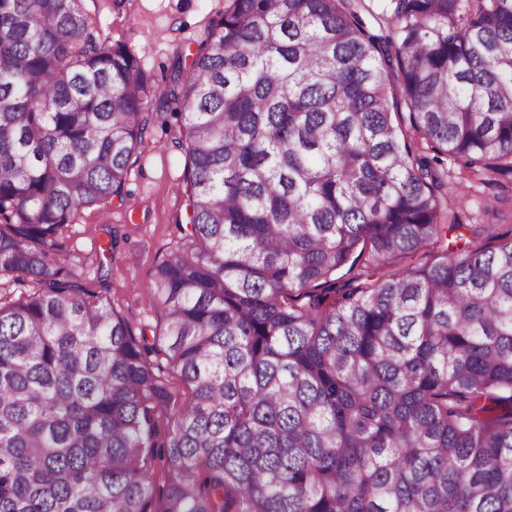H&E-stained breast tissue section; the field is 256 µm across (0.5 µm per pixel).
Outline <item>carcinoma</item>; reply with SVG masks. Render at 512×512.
Segmentation results:
<instances>
[{"mask_svg": "<svg viewBox=\"0 0 512 512\" xmlns=\"http://www.w3.org/2000/svg\"><path fill=\"white\" fill-rule=\"evenodd\" d=\"M85 2L0 0V512H512V234L448 250L443 167L512 173V0H224L158 102ZM167 103L150 340L56 249Z\"/></svg>", "mask_w": 512, "mask_h": 512, "instance_id": "1", "label": "carcinoma"}]
</instances>
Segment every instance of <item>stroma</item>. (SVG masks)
Returning a JSON list of instances; mask_svg holds the SVG:
<instances>
[{"label":"stroma","mask_w":512,"mask_h":512,"mask_svg":"<svg viewBox=\"0 0 512 512\" xmlns=\"http://www.w3.org/2000/svg\"><path fill=\"white\" fill-rule=\"evenodd\" d=\"M86 6L101 38L137 47L143 68L161 92L174 56L196 50L208 23L223 13L224 0H87ZM180 137L174 108L154 113L124 198L80 209L60 240L62 252L78 260L79 272L91 283L98 280L100 246L116 241L104 294L137 334L150 336L159 330L161 311L150 304L146 287L156 265L184 243L187 202L181 187L186 158L177 145ZM444 168L448 201L461 224L449 231V238L512 232V191L503 192L484 176L462 173L453 158L445 159Z\"/></svg>","instance_id":"1"}]
</instances>
